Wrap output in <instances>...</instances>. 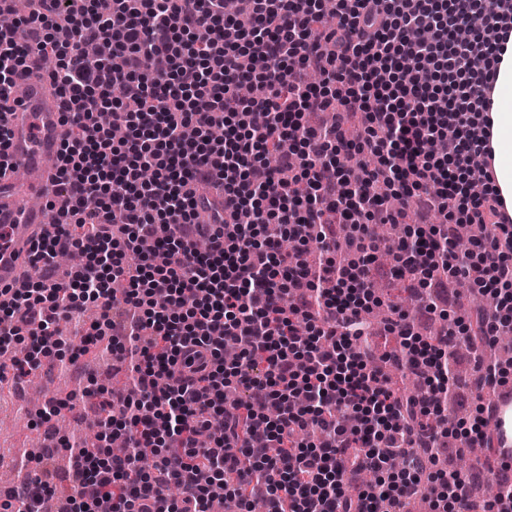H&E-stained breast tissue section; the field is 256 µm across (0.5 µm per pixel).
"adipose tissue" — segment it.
Here are the masks:
<instances>
[{"label": "adipose tissue", "instance_id": "1", "mask_svg": "<svg viewBox=\"0 0 512 512\" xmlns=\"http://www.w3.org/2000/svg\"><path fill=\"white\" fill-rule=\"evenodd\" d=\"M493 68L494 89L483 107L491 121L489 146L495 184L512 215V37L497 53Z\"/></svg>", "mask_w": 512, "mask_h": 512}]
</instances>
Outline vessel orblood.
<instances>
[{
  "mask_svg": "<svg viewBox=\"0 0 512 512\" xmlns=\"http://www.w3.org/2000/svg\"><path fill=\"white\" fill-rule=\"evenodd\" d=\"M24 95L19 105L0 113L8 127V145L0 161V303L11 300L10 290L21 283L32 246L45 236L49 224L40 201L51 198L63 209L64 193L54 181L65 126L59 98L47 82L28 69L20 80ZM512 408V395L495 404L490 422L500 423L503 407ZM499 451L512 454V429L496 433Z\"/></svg>",
  "mask_w": 512,
  "mask_h": 512,
  "instance_id": "1",
  "label": "vessel or blood"
}]
</instances>
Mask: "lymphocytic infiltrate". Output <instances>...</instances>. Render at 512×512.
I'll list each match as a JSON object with an SVG mask.
<instances>
[{
	"instance_id": "lymphocytic-infiltrate-1",
	"label": "lymphocytic infiltrate",
	"mask_w": 512,
	"mask_h": 512,
	"mask_svg": "<svg viewBox=\"0 0 512 512\" xmlns=\"http://www.w3.org/2000/svg\"><path fill=\"white\" fill-rule=\"evenodd\" d=\"M488 2L484 14L476 0H356L352 10L335 0L328 17L321 0H238L231 16L224 0H36L23 17L0 8V101L29 65L57 61L49 79L67 126L59 182L69 203L33 248L41 279L0 305V352L29 343L12 363L20 378L52 358L61 317L100 307L80 336L83 353L102 342L114 308L128 320L112 351L129 387L102 403L105 444L71 446L75 491L63 512H97L103 500L112 512H210L218 496L259 499L267 512H404L449 435L441 415L456 386L452 347L512 330V217L490 167L481 194L464 178L490 152L477 107L512 36V0ZM464 24L473 36L461 42ZM243 83L253 97L236 96ZM116 84L119 104L109 101ZM256 112L270 123L255 126ZM308 112L333 122L312 127ZM358 115L353 140L346 129ZM116 126L128 131L119 142ZM218 126L223 138L211 139ZM215 180L224 217L197 208V186ZM389 194L415 201L419 219L400 238L394 271L424 289L464 279L490 301L433 348L394 322L402 341L391 362L425 382L408 401L375 371L364 319L378 301L371 227L403 217L388 209ZM339 220L352 228L344 250L323 242L314 265L282 250L284 237ZM158 223L172 226L162 263L129 267L127 253ZM458 224L488 230L460 249ZM64 250L85 261L59 280ZM228 343L241 357L225 358ZM257 385L275 417L226 398ZM115 435L126 454H113ZM395 456L404 459L397 482L384 478ZM37 465L35 479L0 489V512H40L55 485L50 457ZM364 471L375 481L347 493Z\"/></svg>"
}]
</instances>
